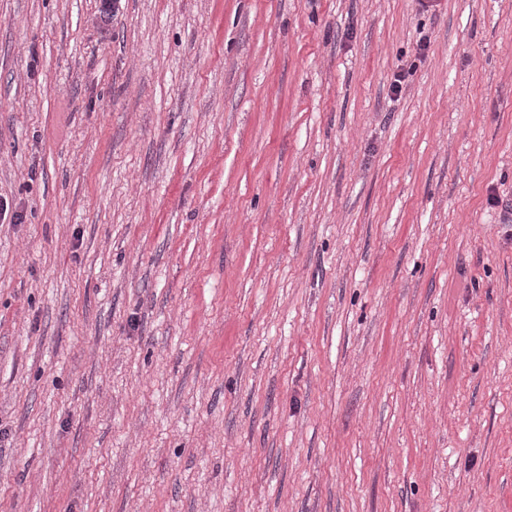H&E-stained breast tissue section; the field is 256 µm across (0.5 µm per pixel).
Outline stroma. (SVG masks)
Segmentation results:
<instances>
[{
    "label": "stroma",
    "mask_w": 512,
    "mask_h": 512,
    "mask_svg": "<svg viewBox=\"0 0 512 512\" xmlns=\"http://www.w3.org/2000/svg\"><path fill=\"white\" fill-rule=\"evenodd\" d=\"M100 6L0 0V512H512V0Z\"/></svg>",
    "instance_id": "stroma-1"
}]
</instances>
